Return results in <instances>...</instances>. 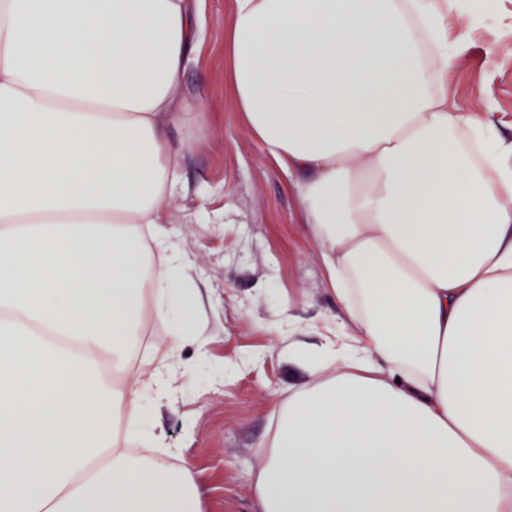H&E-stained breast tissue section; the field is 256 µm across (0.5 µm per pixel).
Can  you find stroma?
<instances>
[{
	"label": "stroma",
	"instance_id": "1",
	"mask_svg": "<svg viewBox=\"0 0 512 512\" xmlns=\"http://www.w3.org/2000/svg\"><path fill=\"white\" fill-rule=\"evenodd\" d=\"M230 0H204V41L183 76L187 102L202 104L169 134L180 193L165 226L199 289L198 335L174 356L177 392L154 410L168 447L178 449L198 486L201 512H257L253 480L264 461L279 405L312 377L283 350L279 326L291 318L296 340L322 344L337 312L305 225L295 216L287 177L230 108L224 85V27ZM489 29L472 34L448 74L459 109L492 105L512 133V0H493ZM500 50L487 59L485 48Z\"/></svg>",
	"mask_w": 512,
	"mask_h": 512
}]
</instances>
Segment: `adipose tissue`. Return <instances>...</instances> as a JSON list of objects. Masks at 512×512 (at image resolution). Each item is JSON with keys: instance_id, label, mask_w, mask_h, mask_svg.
<instances>
[{"instance_id": "adipose-tissue-1", "label": "adipose tissue", "mask_w": 512, "mask_h": 512, "mask_svg": "<svg viewBox=\"0 0 512 512\" xmlns=\"http://www.w3.org/2000/svg\"><path fill=\"white\" fill-rule=\"evenodd\" d=\"M487 24L468 0H231L232 109L339 305L333 341L288 353L319 379L278 410L258 512H512V137L448 100ZM202 38L195 0H0V512H199L149 422L177 373L128 363L197 331L163 225Z\"/></svg>"}]
</instances>
